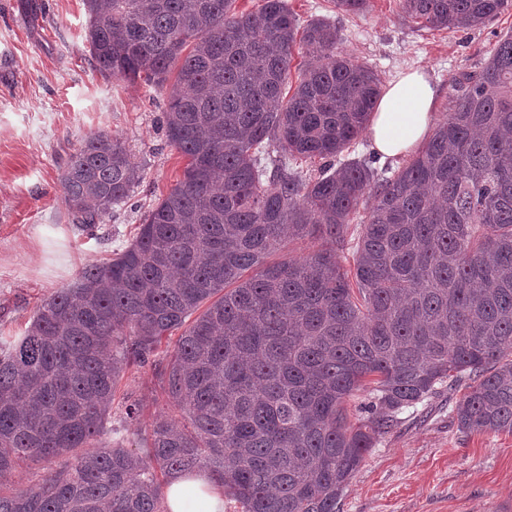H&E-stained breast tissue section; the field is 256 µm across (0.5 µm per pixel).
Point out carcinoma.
Returning <instances> with one entry per match:
<instances>
[{
  "label": "carcinoma",
  "instance_id": "cac0c4a2",
  "mask_svg": "<svg viewBox=\"0 0 512 512\" xmlns=\"http://www.w3.org/2000/svg\"><path fill=\"white\" fill-rule=\"evenodd\" d=\"M371 0H334L361 15ZM83 0L94 68L174 80L163 126L180 180L112 259L0 336V512H163L171 475L208 472L237 512H336L398 414L463 377L466 432L512 434V35L403 167L343 159L382 93L336 51V24L288 0ZM512 0H400L426 29H476ZM314 46L298 64L296 47ZM320 162L314 173L297 162ZM140 180L124 142L88 136L61 174L73 223L93 229ZM317 251L268 258L292 240ZM352 256L345 268L338 253ZM158 360L180 418L112 426L118 383ZM370 395L351 425L347 402ZM29 461L54 469L23 488Z\"/></svg>",
  "mask_w": 512,
  "mask_h": 512
}]
</instances>
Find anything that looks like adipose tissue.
<instances>
[{"mask_svg":"<svg viewBox=\"0 0 512 512\" xmlns=\"http://www.w3.org/2000/svg\"><path fill=\"white\" fill-rule=\"evenodd\" d=\"M437 90L428 73L402 74L381 96L367 128L377 153L408 154L429 134ZM166 512H224V490L204 471L174 475L166 489Z\"/></svg>","mask_w":512,"mask_h":512,"instance_id":"ef3b65f1","label":"adipose tissue"}]
</instances>
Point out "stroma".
Here are the masks:
<instances>
[{
    "instance_id": "35a3bbf8",
    "label": "stroma",
    "mask_w": 512,
    "mask_h": 512,
    "mask_svg": "<svg viewBox=\"0 0 512 512\" xmlns=\"http://www.w3.org/2000/svg\"><path fill=\"white\" fill-rule=\"evenodd\" d=\"M300 21L327 18L338 52L376 69L383 83L426 69L437 87L436 116L456 97L454 80L478 71L512 32V10L474 30L420 29L399 0H371L347 15L332 0H288ZM82 0H0V336H19L44 298L89 263L131 242L146 212L183 176L185 158L165 137L169 87L132 85L100 74L85 40ZM125 142L143 169L128 202L90 231L72 222L61 173L90 134ZM121 392L137 400L140 428L171 413L151 366L127 370ZM461 391L437 386L404 409L353 473L339 512H502L512 507V434H470L453 407Z\"/></svg>"
}]
</instances>
